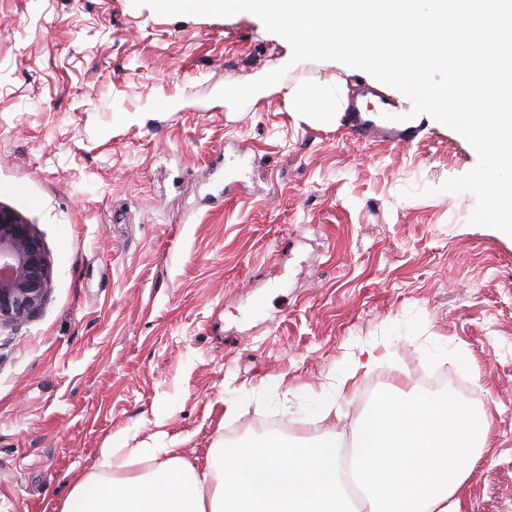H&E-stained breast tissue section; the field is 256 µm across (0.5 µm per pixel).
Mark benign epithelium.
<instances>
[{"label":"benign epithelium","instance_id":"1","mask_svg":"<svg viewBox=\"0 0 512 512\" xmlns=\"http://www.w3.org/2000/svg\"><path fill=\"white\" fill-rule=\"evenodd\" d=\"M52 268L42 237L0 204V328L29 321L46 299Z\"/></svg>","mask_w":512,"mask_h":512}]
</instances>
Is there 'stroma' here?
Returning <instances> with one entry per match:
<instances>
[{
    "label": "stroma",
    "instance_id": "35a3bbf8",
    "mask_svg": "<svg viewBox=\"0 0 512 512\" xmlns=\"http://www.w3.org/2000/svg\"><path fill=\"white\" fill-rule=\"evenodd\" d=\"M290 56L251 14L0 0V204L52 266L0 329V512H59L116 434L197 467L220 442H316L322 384L367 345L349 419L463 374L493 441L464 512H512V240L471 224L473 194L424 193L476 154L444 125L396 145L300 118L287 93L359 77ZM284 65L241 110L215 97Z\"/></svg>",
    "mask_w": 512,
    "mask_h": 512
}]
</instances>
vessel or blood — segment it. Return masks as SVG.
<instances>
[{"mask_svg":"<svg viewBox=\"0 0 512 512\" xmlns=\"http://www.w3.org/2000/svg\"><path fill=\"white\" fill-rule=\"evenodd\" d=\"M406 104L399 96L369 86L349 99L343 115V125L358 139H380L397 145L411 143L418 135L416 125L401 120Z\"/></svg>","mask_w":512,"mask_h":512,"instance_id":"1","label":"vessel or blood"}]
</instances>
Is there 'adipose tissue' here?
<instances>
[{"label": "adipose tissue", "mask_w": 512, "mask_h": 512, "mask_svg": "<svg viewBox=\"0 0 512 512\" xmlns=\"http://www.w3.org/2000/svg\"><path fill=\"white\" fill-rule=\"evenodd\" d=\"M380 361L374 348L361 350L324 384L327 428L316 447L270 435L254 462L214 448L198 468L171 448L123 450L116 434L60 512H460L461 491L491 444L488 410L449 395L379 397L352 429L349 466L337 457L336 397Z\"/></svg>", "instance_id": "adipose-tissue-1"}]
</instances>
